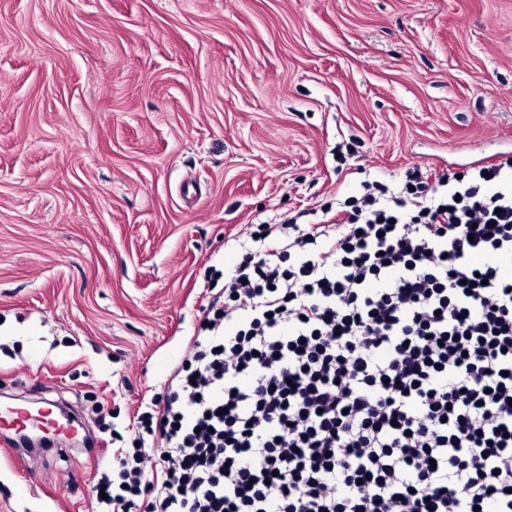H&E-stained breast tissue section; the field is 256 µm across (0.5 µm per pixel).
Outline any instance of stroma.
<instances>
[{"label":"stroma","instance_id":"35a3bbf8","mask_svg":"<svg viewBox=\"0 0 512 512\" xmlns=\"http://www.w3.org/2000/svg\"><path fill=\"white\" fill-rule=\"evenodd\" d=\"M512 157V0H0V394L125 427L248 225ZM105 459L0 454V512Z\"/></svg>","mask_w":512,"mask_h":512}]
</instances>
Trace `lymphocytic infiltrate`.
Here are the masks:
<instances>
[{"label":"lymphocytic infiltrate","instance_id":"f902f5d3","mask_svg":"<svg viewBox=\"0 0 512 512\" xmlns=\"http://www.w3.org/2000/svg\"><path fill=\"white\" fill-rule=\"evenodd\" d=\"M111 512H512V160L258 224Z\"/></svg>","mask_w":512,"mask_h":512}]
</instances>
